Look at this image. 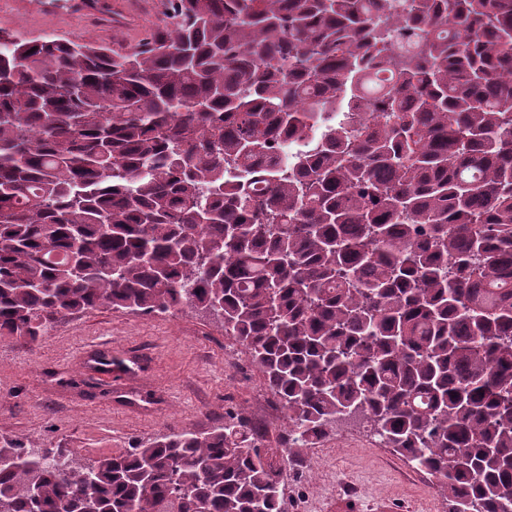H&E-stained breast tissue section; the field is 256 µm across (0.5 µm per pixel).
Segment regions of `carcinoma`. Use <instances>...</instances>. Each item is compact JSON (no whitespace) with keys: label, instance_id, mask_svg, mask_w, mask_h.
<instances>
[{"label":"carcinoma","instance_id":"obj_1","mask_svg":"<svg viewBox=\"0 0 512 512\" xmlns=\"http://www.w3.org/2000/svg\"><path fill=\"white\" fill-rule=\"evenodd\" d=\"M124 53L0 29V337L222 311L287 412L512 512V0H164ZM312 150L282 151L289 138ZM235 418L91 464L0 439V512H284Z\"/></svg>","mask_w":512,"mask_h":512}]
</instances>
